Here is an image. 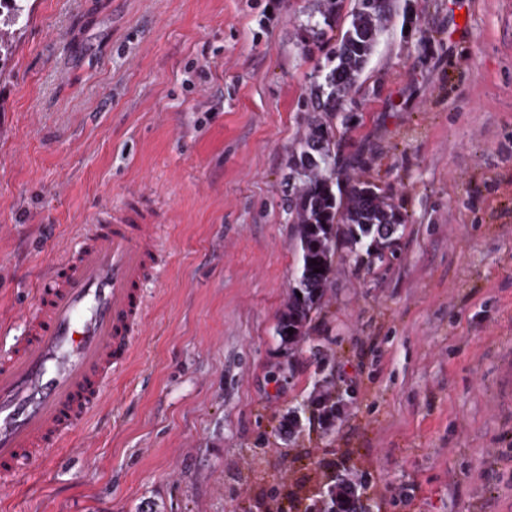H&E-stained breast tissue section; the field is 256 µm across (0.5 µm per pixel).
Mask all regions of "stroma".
Wrapping results in <instances>:
<instances>
[{
  "instance_id": "1",
  "label": "stroma",
  "mask_w": 512,
  "mask_h": 512,
  "mask_svg": "<svg viewBox=\"0 0 512 512\" xmlns=\"http://www.w3.org/2000/svg\"><path fill=\"white\" fill-rule=\"evenodd\" d=\"M28 5L0 59V322L131 191L166 252L106 409L0 512H308L346 473L366 512H512V0H394L350 127L330 123L406 222L384 258L337 247L292 352L283 175L324 64L313 0ZM321 379L342 412L288 439Z\"/></svg>"
}]
</instances>
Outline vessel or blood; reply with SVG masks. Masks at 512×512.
Masks as SVG:
<instances>
[{
  "label": "vessel or blood",
  "instance_id": "obj_1",
  "mask_svg": "<svg viewBox=\"0 0 512 512\" xmlns=\"http://www.w3.org/2000/svg\"><path fill=\"white\" fill-rule=\"evenodd\" d=\"M152 213L127 206L82 225L45 270L19 339L0 351V486L61 450L132 360L162 263Z\"/></svg>",
  "mask_w": 512,
  "mask_h": 512
}]
</instances>
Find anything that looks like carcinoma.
<instances>
[{
    "label": "carcinoma",
    "mask_w": 512,
    "mask_h": 512,
    "mask_svg": "<svg viewBox=\"0 0 512 512\" xmlns=\"http://www.w3.org/2000/svg\"><path fill=\"white\" fill-rule=\"evenodd\" d=\"M5 3L11 5L9 26H25L29 19L27 0H0L1 5ZM340 3L341 0H317L306 25L314 44L326 49V58L324 73L316 77L306 98V111L312 116L288 155V185L294 187L288 195V211L293 216L298 266L276 334L292 349L305 341L310 315L323 303L334 271L336 242L342 240L353 250L363 248L381 259L399 226L405 223L400 212L369 186L353 185L345 196L336 194L340 172L322 116L336 111L347 100L390 11V0H355L348 26L334 41L327 36V29L333 28ZM313 259L317 260L315 266L311 265ZM316 268L320 272H314ZM308 403L323 424L330 425L336 419V398L326 381L314 385ZM283 425L288 438L299 435L303 427L301 409L288 410ZM324 494L329 496L327 512H361L357 484L351 480L331 479Z\"/></svg>",
    "instance_id": "obj_1"
}]
</instances>
